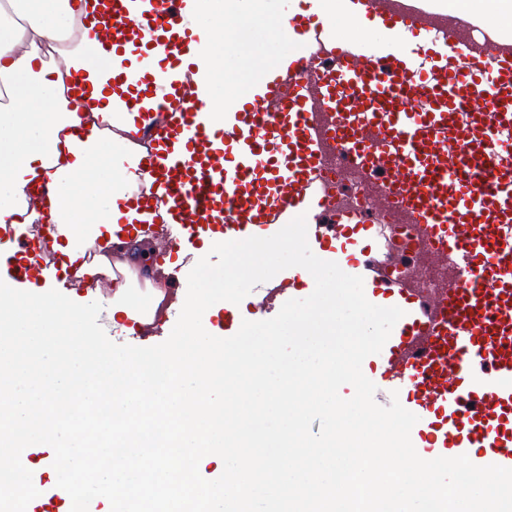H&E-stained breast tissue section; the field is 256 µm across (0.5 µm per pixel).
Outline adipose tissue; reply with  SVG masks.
<instances>
[{
  "label": "adipose tissue",
  "mask_w": 512,
  "mask_h": 512,
  "mask_svg": "<svg viewBox=\"0 0 512 512\" xmlns=\"http://www.w3.org/2000/svg\"><path fill=\"white\" fill-rule=\"evenodd\" d=\"M210 49L206 73L215 98L224 96V57L238 33L224 16L237 0H194ZM90 0H0V224H32L49 216L59 249L77 258L86 244L124 251L116 224L138 220L129 195L141 146L130 139L135 113L113 109L112 62L91 63L99 29ZM60 53L63 63L44 57ZM83 86L71 93L67 79ZM47 206L32 205L38 184Z\"/></svg>",
  "instance_id": "1"
}]
</instances>
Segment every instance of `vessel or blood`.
<instances>
[{
	"mask_svg": "<svg viewBox=\"0 0 512 512\" xmlns=\"http://www.w3.org/2000/svg\"><path fill=\"white\" fill-rule=\"evenodd\" d=\"M274 54L234 45L224 82L260 76L216 105L193 0H99L102 52L120 57L117 111L140 116L133 196L183 251L222 229L269 237L298 215L320 259L362 277L373 304L403 317L362 370L375 400L418 417L421 458L467 455L512 468V0H277ZM222 111V125L204 120ZM56 226L18 240V283L51 272L74 286L154 289L98 249L79 266ZM292 267L254 288L269 318L314 290Z\"/></svg>",
	"mask_w": 512,
	"mask_h": 512,
	"instance_id": "obj_1",
	"label": "vessel or blood"
}]
</instances>
